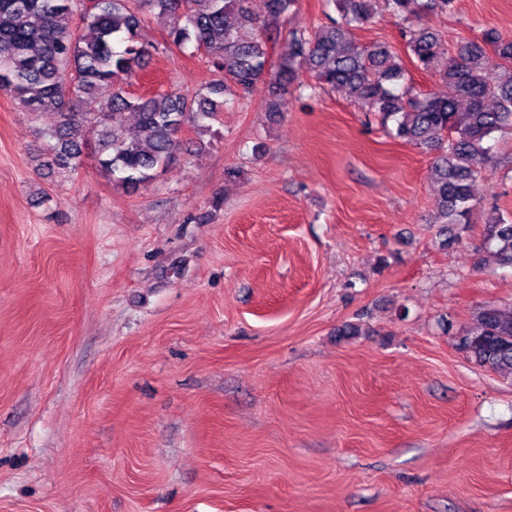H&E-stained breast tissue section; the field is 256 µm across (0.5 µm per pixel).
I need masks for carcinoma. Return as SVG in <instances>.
Instances as JSON below:
<instances>
[{"label":"carcinoma","instance_id":"1","mask_svg":"<svg viewBox=\"0 0 512 512\" xmlns=\"http://www.w3.org/2000/svg\"><path fill=\"white\" fill-rule=\"evenodd\" d=\"M331 2L339 18L310 33L291 32L288 54L272 70L266 68L267 43L274 40L268 29L296 0H266L262 23L250 0H92L89 7L82 0H0V89L26 112L56 113L57 124L46 133L52 143L45 166L77 171L82 148L92 142L101 171L136 192L173 163L185 126L210 130L228 100L264 84L268 110L280 112L306 71L316 85L348 92L383 126H393L396 137L437 151L431 167L436 223H470L477 206L473 185L489 156L486 142L512 130V37L489 28L460 39L450 52L429 26L406 22L446 10L454 0H386L390 15L404 23L400 34L414 66L436 71L448 87L442 96L416 93L389 45L355 40V31L371 20L370 0ZM154 12L165 20V36L150 49L137 33ZM75 14L88 30L85 37L67 30L65 20ZM231 15L237 23H228ZM189 44L219 74L201 92L134 96L125 90L152 52ZM494 66L503 74L492 80ZM89 97L99 100V111H80ZM129 112L137 115L133 136L126 129ZM482 237L497 263L512 268V215L489 219ZM458 348L480 367L512 371V306L479 310Z\"/></svg>","mask_w":512,"mask_h":512}]
</instances>
